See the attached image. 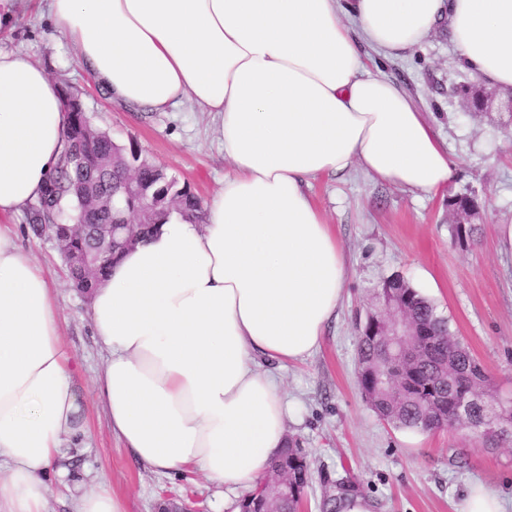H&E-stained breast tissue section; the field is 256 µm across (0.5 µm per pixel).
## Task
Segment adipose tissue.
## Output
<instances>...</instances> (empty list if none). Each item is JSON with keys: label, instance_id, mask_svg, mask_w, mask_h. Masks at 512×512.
<instances>
[{"label": "adipose tissue", "instance_id": "ef3b65f1", "mask_svg": "<svg viewBox=\"0 0 512 512\" xmlns=\"http://www.w3.org/2000/svg\"><path fill=\"white\" fill-rule=\"evenodd\" d=\"M112 99L212 117L231 170L202 223L172 215L91 296L106 351L95 384L144 466L234 495L286 443L272 367L311 355L335 320L346 258L308 189L357 170L418 195L455 164L364 47L396 56L447 23L464 65L512 88V0H44ZM60 84L0 51V512H49L44 476L85 416L52 288L5 220L39 200L67 147Z\"/></svg>", "mask_w": 512, "mask_h": 512}]
</instances>
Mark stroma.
<instances>
[{
	"mask_svg": "<svg viewBox=\"0 0 512 512\" xmlns=\"http://www.w3.org/2000/svg\"><path fill=\"white\" fill-rule=\"evenodd\" d=\"M42 0H16L0 28V49L27 53L64 90L77 96L94 125L120 145L188 184L200 199L220 189L230 163L208 113L184 104L140 112L113 102L86 70L51 39ZM376 71L396 80L434 125L456 164L448 195L420 198L359 174L328 175L310 192L333 225L347 259L344 297L319 349L278 372L291 404L288 438L298 440L313 480L300 512H321L324 476H353L375 512H460L471 486L495 490L512 505V434L493 439L448 428L397 429L365 401L357 380L358 337L382 281L402 276L434 303L451 332L482 360L500 397L512 401V255L498 249L500 225L512 223V90L479 81L459 61L447 25L434 28L405 56L373 57ZM474 193V239L453 236L449 194ZM12 222L55 293L62 338L74 357L85 434L70 444L66 476L50 475L52 512H73L77 489L106 479L127 512H160L165 499L193 512H237L240 499L202 474L141 466L113 435L94 386L105 354L55 243L35 236L26 214Z\"/></svg>",
	"mask_w": 512,
	"mask_h": 512,
	"instance_id": "obj_1",
	"label": "stroma"
}]
</instances>
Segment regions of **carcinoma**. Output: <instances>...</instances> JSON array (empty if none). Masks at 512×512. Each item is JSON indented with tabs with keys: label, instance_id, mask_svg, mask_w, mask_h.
<instances>
[{
	"label": "carcinoma",
	"instance_id": "1",
	"mask_svg": "<svg viewBox=\"0 0 512 512\" xmlns=\"http://www.w3.org/2000/svg\"><path fill=\"white\" fill-rule=\"evenodd\" d=\"M76 105L67 127L68 149L42 196L30 208L28 221L37 236L47 227L53 229L72 284L91 294L126 246L122 242L111 245L99 233L90 238L73 236L71 227L109 224L112 218L132 212L131 202L121 192L129 171L136 174L150 205L148 220L136 226L139 239L173 213L200 220L201 201L187 185H179L162 168L135 155L137 149L127 151L114 144L111 135L93 125L81 102ZM391 292L408 300L412 318L426 332L419 337L424 359L402 366L386 357L374 337L361 333L358 360L374 366L384 379L383 387L369 401L370 407L397 429L430 432L448 425L459 400L473 398L478 406L464 423V430L482 433L483 421L504 409L490 390L486 366L453 337L448 320L437 313L434 304L402 277H392ZM285 458L293 484L305 489L311 473L297 442L288 440L287 448L276 456L279 461Z\"/></svg>",
	"mask_w": 512,
	"mask_h": 512
}]
</instances>
